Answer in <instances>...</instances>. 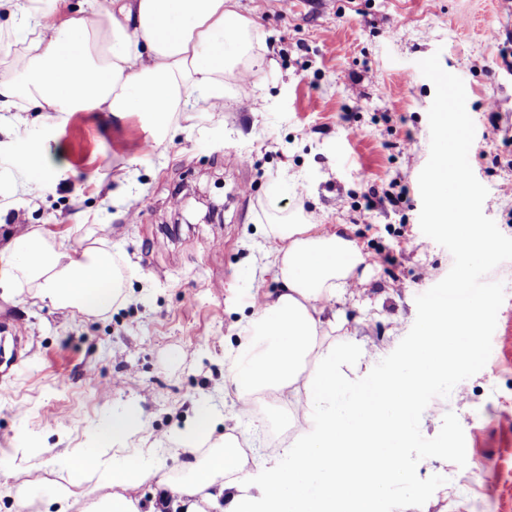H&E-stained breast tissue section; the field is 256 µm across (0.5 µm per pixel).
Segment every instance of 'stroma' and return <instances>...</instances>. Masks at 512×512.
I'll list each match as a JSON object with an SVG mask.
<instances>
[{
	"mask_svg": "<svg viewBox=\"0 0 512 512\" xmlns=\"http://www.w3.org/2000/svg\"><path fill=\"white\" fill-rule=\"evenodd\" d=\"M256 25L247 103L224 77L228 105L179 113L162 143L131 112L0 116V234L44 228L81 250L105 242L123 269L125 300L97 316L0 294V320L24 325L22 360L0 373V512H24L23 478L58 481V456L91 448L113 416L138 407L141 434L163 472L183 455L168 441L199 409L234 433L252 485L262 448L307 424L265 397L236 415L228 353L281 288L272 265V211L320 231L345 225L364 262L335 305L328 341L380 361L410 331L415 299L442 280L450 252L419 227L418 176L430 152L435 88L418 67L439 54L466 79L475 124L470 164L488 190L484 214L512 237V7L505 0H240ZM497 39H487L486 25ZM23 124L26 139L12 127ZM393 261L380 265L378 254ZM505 300L485 367L462 390L437 384L420 399L404 451L409 483L381 512H512V261L488 275ZM442 442L426 460L422 450ZM30 448L16 469L13 451ZM493 470L494 481L480 473Z\"/></svg>",
	"mask_w": 512,
	"mask_h": 512,
	"instance_id": "stroma-1",
	"label": "stroma"
}]
</instances>
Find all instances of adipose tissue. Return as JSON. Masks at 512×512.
Here are the masks:
<instances>
[{
    "label": "adipose tissue",
    "instance_id": "ef3b65f1",
    "mask_svg": "<svg viewBox=\"0 0 512 512\" xmlns=\"http://www.w3.org/2000/svg\"><path fill=\"white\" fill-rule=\"evenodd\" d=\"M24 43L0 72V112L24 98L37 112L98 109L138 112L165 136L174 114L199 104L224 108V75L252 66L255 26L238 0H89L70 10L67 0H0ZM268 234L280 241L274 264L282 288L249 320L229 352L232 383L244 404L274 395L300 409L312 432L290 447L269 448L275 465L257 495L245 492V460L236 436L210 440L215 417L201 411L194 427L175 439L188 455L186 475L173 481L155 463L157 448L142 445L140 416L113 418L93 448L66 456L64 482H28L17 495L26 512L40 505L67 512L73 486L114 487L89 512H138L124 488L149 480L160 490L208 497L227 492L226 512H378L391 483L407 481L403 450L413 433L416 401L437 378L456 384L452 370L476 354V308H457L427 323L399 367L373 375L365 357L324 343L342 324L326 309L363 261L345 235L317 231L299 216L271 214ZM0 276L11 293L84 315L122 302V274L111 249L75 250L42 228L0 238ZM392 470L393 481L382 477Z\"/></svg>",
    "mask_w": 512,
    "mask_h": 512
}]
</instances>
